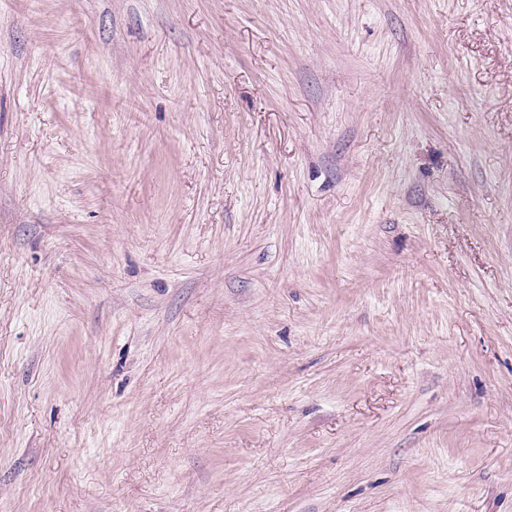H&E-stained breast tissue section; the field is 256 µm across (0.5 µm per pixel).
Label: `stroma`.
I'll list each match as a JSON object with an SVG mask.
<instances>
[{
  "label": "stroma",
  "instance_id": "obj_1",
  "mask_svg": "<svg viewBox=\"0 0 512 512\" xmlns=\"http://www.w3.org/2000/svg\"><path fill=\"white\" fill-rule=\"evenodd\" d=\"M0 512H512V0H0Z\"/></svg>",
  "mask_w": 512,
  "mask_h": 512
}]
</instances>
